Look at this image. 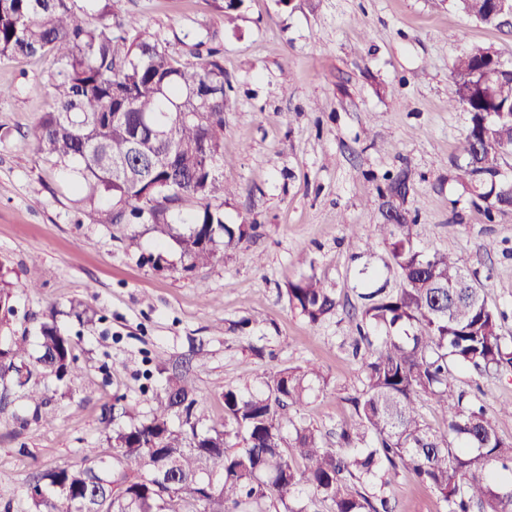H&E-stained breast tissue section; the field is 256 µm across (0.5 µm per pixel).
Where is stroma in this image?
I'll use <instances>...</instances> for the list:
<instances>
[{
  "instance_id": "stroma-1",
  "label": "stroma",
  "mask_w": 512,
  "mask_h": 512,
  "mask_svg": "<svg viewBox=\"0 0 512 512\" xmlns=\"http://www.w3.org/2000/svg\"><path fill=\"white\" fill-rule=\"evenodd\" d=\"M221 0H119L169 52L223 48L230 89L224 107V221L248 224L219 261L184 271L174 241L158 245L150 225L114 224L111 204L88 202L71 173L37 147L51 100L53 58L0 61V269L12 282V314L0 344L26 337L38 353L42 323L54 321L75 343L64 379L33 368L47 403L34 410L23 391L0 405V512H29L25 492L63 464L99 466L108 442L101 420L148 417L167 375L163 363L189 362L206 414H224V391L254 387L259 374L316 364L324 385L300 414L328 446L348 424L363 388L353 355L364 301L363 270L374 287L400 280L377 240L386 200L378 189L410 177L396 205L416 220L424 253L446 251L485 284L512 336V210L486 216L482 202L454 181L468 115L454 110V62L477 50L512 68V25L473 20L454 0H244L234 22ZM96 208L100 220L84 221ZM375 239L359 250L347 225ZM165 253L156 269L150 255ZM314 274L339 306L311 325L290 309L286 288ZM74 299L95 316L78 320ZM457 390L479 395L512 442V373L453 371ZM396 512H446L429 485L395 476L384 489Z\"/></svg>"
}]
</instances>
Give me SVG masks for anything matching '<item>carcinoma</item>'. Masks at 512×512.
<instances>
[{"instance_id": "carcinoma-1", "label": "carcinoma", "mask_w": 512, "mask_h": 512, "mask_svg": "<svg viewBox=\"0 0 512 512\" xmlns=\"http://www.w3.org/2000/svg\"><path fill=\"white\" fill-rule=\"evenodd\" d=\"M94 13L75 0H0V60L50 55L59 64L50 80L53 111L43 114L39 150L75 164L76 189L89 202H112L111 222L139 220L161 241L180 249L183 268L218 258V239L229 247L248 233L224 223L213 202L224 199L223 54L210 47L198 64L176 59L140 21L115 9L117 0H93ZM484 24L505 25L488 0H456ZM454 109L469 128L455 181L485 204L487 213L512 205V182L492 184L512 158V70L490 54L457 59ZM186 202L194 208L182 212ZM186 224L177 233L173 225ZM415 221L397 213L378 225L401 288L364 296L361 322L378 332L355 348L363 389L351 398L353 419L340 428L342 455L299 416L320 371L314 364L260 377L248 391L224 390V417L206 430L198 424L200 397L176 369L151 417L113 426L107 452L137 464L128 477L110 468L56 467L26 490L30 512H308L299 499L306 485L331 512H394L382 492L351 490L349 480L385 487L400 470L429 484L448 512H512V443L500 437L497 416L477 397L454 389L452 366L480 372L512 371V336L501 333L505 313L490 306L485 288L447 253L419 250ZM288 305L317 324L339 303L311 274L288 284ZM74 343L57 327L40 328L41 368L61 380L75 368ZM27 339L0 346V392L25 387ZM432 398L446 427L421 420L418 401ZM180 428L170 427L172 417Z\"/></svg>"}]
</instances>
